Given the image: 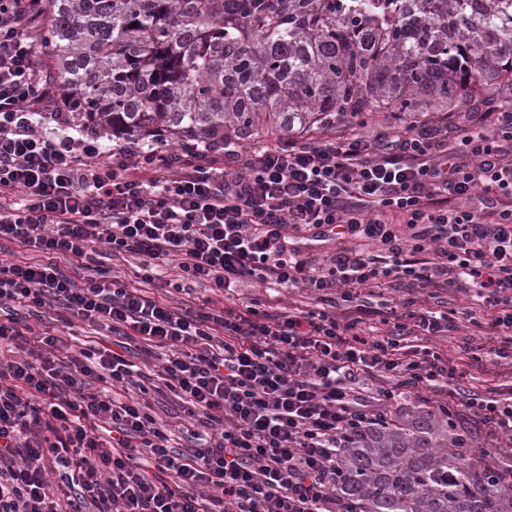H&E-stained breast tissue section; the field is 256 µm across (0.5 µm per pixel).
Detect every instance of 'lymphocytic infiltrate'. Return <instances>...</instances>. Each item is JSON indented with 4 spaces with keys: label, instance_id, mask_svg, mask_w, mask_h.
Returning a JSON list of instances; mask_svg holds the SVG:
<instances>
[{
    "label": "lymphocytic infiltrate",
    "instance_id": "f902f5d3",
    "mask_svg": "<svg viewBox=\"0 0 512 512\" xmlns=\"http://www.w3.org/2000/svg\"><path fill=\"white\" fill-rule=\"evenodd\" d=\"M42 0H0V512H350L336 453L384 420L405 389L444 382L463 414L512 436V392L461 399L457 368L428 341L457 336L460 357L512 358V113L448 142L385 128L304 138L242 158L222 151L105 148L69 128L67 103L39 64L31 27ZM403 224H395V216ZM353 241L314 264L289 231ZM128 277L74 273L102 254ZM255 281L302 286L330 310L174 306L206 282L222 296ZM406 296L387 331L365 337L362 291ZM471 294L462 319L416 288ZM55 307L89 335L36 333L14 307ZM483 330L460 331V320ZM110 331L114 347L99 344ZM164 350L159 368L129 360ZM377 381L374 397L361 386ZM178 398L186 447L172 446L146 400ZM137 386L126 402L112 389Z\"/></svg>",
    "mask_w": 512,
    "mask_h": 512
}]
</instances>
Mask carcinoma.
I'll use <instances>...</instances> for the list:
<instances>
[{
    "instance_id": "1",
    "label": "carcinoma",
    "mask_w": 512,
    "mask_h": 512,
    "mask_svg": "<svg viewBox=\"0 0 512 512\" xmlns=\"http://www.w3.org/2000/svg\"><path fill=\"white\" fill-rule=\"evenodd\" d=\"M32 38L75 126L180 146L512 111V0H46ZM419 407L336 454L357 512H512V449Z\"/></svg>"
}]
</instances>
